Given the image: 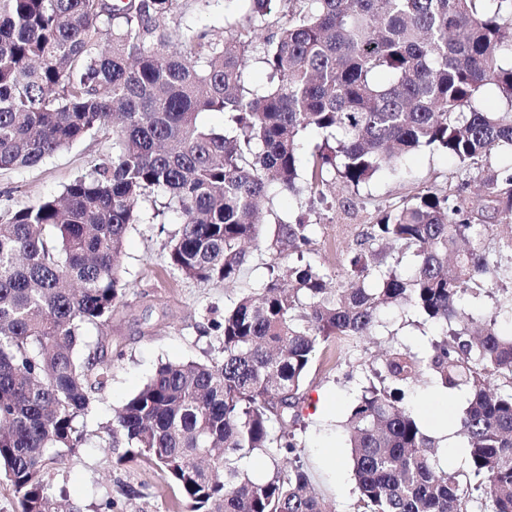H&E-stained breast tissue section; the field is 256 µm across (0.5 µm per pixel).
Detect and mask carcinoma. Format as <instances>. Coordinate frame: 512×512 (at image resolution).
<instances>
[{
  "instance_id": "obj_1",
  "label": "carcinoma",
  "mask_w": 512,
  "mask_h": 512,
  "mask_svg": "<svg viewBox=\"0 0 512 512\" xmlns=\"http://www.w3.org/2000/svg\"><path fill=\"white\" fill-rule=\"evenodd\" d=\"M277 2L250 0L247 24L216 40L161 26L182 0H0V170L112 133L110 162L0 222V480L20 512H58L47 476L85 442L110 379L97 355L79 356L81 330L122 302L140 202L177 215L172 268L230 283L270 190L319 193L331 175L357 186L421 147L464 168L512 150V0H286L288 23L262 37L270 87L257 93L244 72ZM488 88L503 110L478 106ZM205 112L224 113V128L203 125ZM305 131L322 140L302 189ZM482 183L486 208L511 214L512 172ZM491 231L427 190L366 232L412 253L410 270L362 249L334 288L306 264L290 268L291 289L274 277L239 297L215 357L160 364L103 426L118 460L165 473L186 512H327L288 430L301 387L320 345L370 336L380 310L407 304L438 333L424 356L391 349L350 410L356 512H473L479 500L512 512V335L470 309L487 283L512 281V238L493 259ZM276 242L298 251L311 227L281 224ZM424 376L467 394L464 471L441 464L404 402ZM254 452L273 463L262 480L239 466Z\"/></svg>"
}]
</instances>
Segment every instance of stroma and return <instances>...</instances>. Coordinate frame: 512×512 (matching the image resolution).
<instances>
[{
    "mask_svg": "<svg viewBox=\"0 0 512 512\" xmlns=\"http://www.w3.org/2000/svg\"><path fill=\"white\" fill-rule=\"evenodd\" d=\"M247 0H184L181 13L167 19L168 28H190L219 38L247 14ZM112 158L111 136L99 133L57 153L33 168L0 171V215L61 193L74 178L90 174ZM461 194L470 209H481L484 192L478 170H465L432 147L408 155L397 173H377L359 187L330 179L323 199L310 194H277L262 204L257 247L251 248L237 281L203 283L186 278L168 263L166 242L180 229L174 215L153 218L151 201L140 209L145 223L129 230L123 256L127 288L122 304L102 326L82 330L83 351L97 352L111 366L87 421V440L66 455L48 477L54 500L75 512H181L175 486L158 469L135 461H119L102 427L115 408L136 393L159 363L205 361L217 345L214 322L245 293L264 287L270 275H285L291 257L275 247L279 225L304 220L313 229L303 261L315 268L340 272L349 253L359 250L363 234L386 207L422 190ZM436 327L411 306H392L380 314L373 335L322 344L301 392L307 403L295 432L312 485L334 512H354L356 485L345 424L361 393L363 380L382 353L403 344L428 351ZM442 388L422 379L410 390L409 405L422 427L440 441L441 461L465 468L461 447L444 432V413L429 402Z\"/></svg>",
    "mask_w": 512,
    "mask_h": 512,
    "instance_id": "stroma-1",
    "label": "stroma"
}]
</instances>
